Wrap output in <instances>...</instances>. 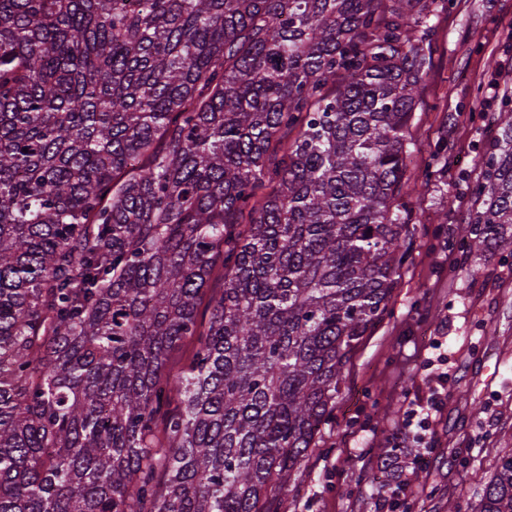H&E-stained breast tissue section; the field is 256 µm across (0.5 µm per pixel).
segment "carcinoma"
I'll return each mask as SVG.
<instances>
[{"label":"carcinoma","mask_w":512,"mask_h":512,"mask_svg":"<svg viewBox=\"0 0 512 512\" xmlns=\"http://www.w3.org/2000/svg\"><path fill=\"white\" fill-rule=\"evenodd\" d=\"M439 8L0 0V512H278L413 249ZM498 111L468 251L512 246ZM475 480L512 512V453Z\"/></svg>","instance_id":"1"}]
</instances>
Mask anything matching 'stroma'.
Returning <instances> with one entry per match:
<instances>
[{
  "mask_svg": "<svg viewBox=\"0 0 512 512\" xmlns=\"http://www.w3.org/2000/svg\"><path fill=\"white\" fill-rule=\"evenodd\" d=\"M432 23L435 67L410 129V182L402 189L417 216L414 248L280 512H368L389 476L373 444L388 442L409 401L426 402L440 387V440L424 480L415 481L413 464L401 470L408 512H447L452 500L470 512L479 498L472 472L491 473L512 451V248L466 253L447 239L449 226L466 221L497 104L512 87V0H449ZM443 141L448 167L424 179ZM447 256L455 266L443 265Z\"/></svg>",
  "mask_w": 512,
  "mask_h": 512,
  "instance_id": "stroma-1",
  "label": "stroma"
}]
</instances>
